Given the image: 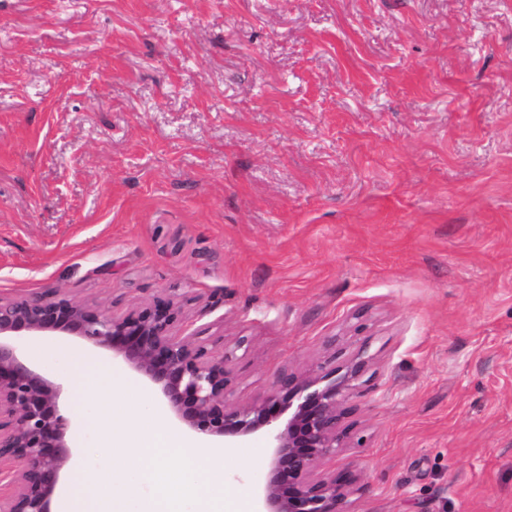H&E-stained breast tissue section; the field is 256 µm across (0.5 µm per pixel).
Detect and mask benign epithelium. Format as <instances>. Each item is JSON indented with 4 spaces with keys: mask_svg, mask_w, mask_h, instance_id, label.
Masks as SVG:
<instances>
[{
    "mask_svg": "<svg viewBox=\"0 0 512 512\" xmlns=\"http://www.w3.org/2000/svg\"><path fill=\"white\" fill-rule=\"evenodd\" d=\"M184 323L181 306L162 296L119 315L62 296L0 298V512H51L73 455L62 385L20 355L21 339L38 334L76 336L121 356L192 434L227 446L262 434L271 461L261 512H349L355 476L321 464L348 447L347 402L370 357L358 352L309 375L280 373L265 398L242 406L230 400L232 353L214 355L185 335Z\"/></svg>",
    "mask_w": 512,
    "mask_h": 512,
    "instance_id": "7a95c632",
    "label": "benign epithelium"
}]
</instances>
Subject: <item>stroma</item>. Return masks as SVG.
<instances>
[{"mask_svg": "<svg viewBox=\"0 0 512 512\" xmlns=\"http://www.w3.org/2000/svg\"><path fill=\"white\" fill-rule=\"evenodd\" d=\"M52 295L183 302L241 405L365 350L350 512H512V0H0V297ZM21 354L130 382L129 444L162 408L77 337Z\"/></svg>", "mask_w": 512, "mask_h": 512, "instance_id": "stroma-1", "label": "stroma"}]
</instances>
